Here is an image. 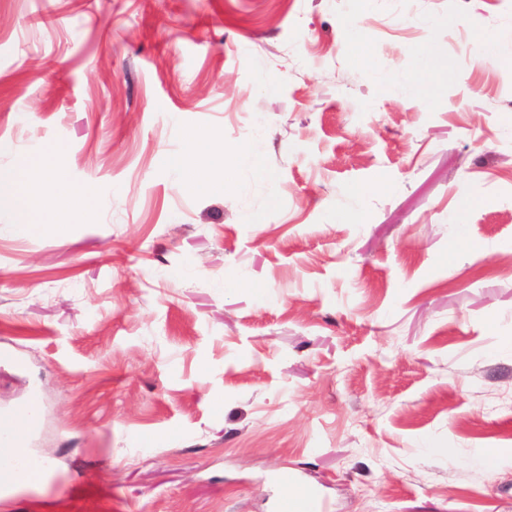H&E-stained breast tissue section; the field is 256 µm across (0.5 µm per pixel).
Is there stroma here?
I'll return each mask as SVG.
<instances>
[{
  "mask_svg": "<svg viewBox=\"0 0 512 512\" xmlns=\"http://www.w3.org/2000/svg\"><path fill=\"white\" fill-rule=\"evenodd\" d=\"M0 141L95 198L0 209V512H512V0H0ZM173 167L180 174L185 191L195 192L201 187L211 186L206 167L190 164L183 168L179 161L175 162ZM16 416L0 414V489H9L20 483L43 477L44 469L31 460L29 438L23 439L13 431ZM43 471V472H42ZM277 482L285 491L283 508L292 512H325L324 502L312 490L299 491L292 475L277 474Z\"/></svg>",
  "mask_w": 512,
  "mask_h": 512,
  "instance_id": "35a3bbf8",
  "label": "stroma"
}]
</instances>
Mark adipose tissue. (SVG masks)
Returning a JSON list of instances; mask_svg holds the SVG:
<instances>
[{"instance_id":"ef3b65f1","label":"adipose tissue","mask_w":512,"mask_h":512,"mask_svg":"<svg viewBox=\"0 0 512 512\" xmlns=\"http://www.w3.org/2000/svg\"><path fill=\"white\" fill-rule=\"evenodd\" d=\"M48 185L55 189L63 204L92 209L88 192L75 190L63 184L56 173L55 153L48 150L28 159L16 170L0 171V205L20 212L32 210L37 191Z\"/></svg>"}]
</instances>
